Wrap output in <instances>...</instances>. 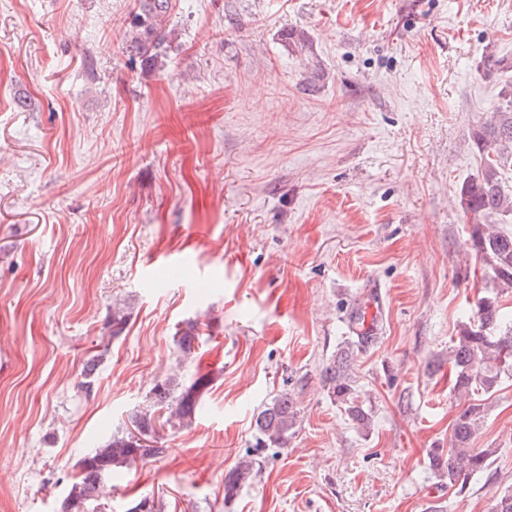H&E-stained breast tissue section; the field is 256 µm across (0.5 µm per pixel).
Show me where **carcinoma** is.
I'll list each match as a JSON object with an SVG mask.
<instances>
[{
	"mask_svg": "<svg viewBox=\"0 0 512 512\" xmlns=\"http://www.w3.org/2000/svg\"><path fill=\"white\" fill-rule=\"evenodd\" d=\"M170 0H138V9L131 19L132 40L140 64L144 69L155 67L158 58L166 52V19ZM509 100L491 112L489 120L473 132V142L483 164L481 174L463 184L458 194V205L468 223L470 249L483 260L498 283L512 288V234L496 230L487 224L495 215H512V190L506 189L501 171L512 167V91ZM127 323V313L114 307L109 314L107 328L110 336L120 335ZM452 365L453 390L468 398L455 419L452 448L448 459L432 457L433 467L448 478V487L462 493L472 475L487 470L493 452L470 447L483 413V404L477 397L492 395L504 378L512 377V312L505 310L496 295L477 299L472 318L461 324L458 337L449 354ZM325 387L331 399L343 408L347 417L361 429L371 425V409L360 400L358 388L350 369L349 351L342 349L324 376ZM206 379L197 378L181 391L166 378L151 389L153 407L166 410L165 423L175 420L181 424L191 419L199 402L200 390ZM298 418L294 402L280 396L256 417L259 440L267 445L285 447ZM148 437L151 445L139 446L133 442L134 433ZM164 441L154 425L153 414L138 412L131 418V427L117 431L101 447L94 449L78 462L79 472L71 484L60 512H70V504L86 507L85 512H105V481L116 469L138 461L146 463L164 454ZM259 463L242 459L224 476V499L229 500L252 481Z\"/></svg>",
	"mask_w": 512,
	"mask_h": 512,
	"instance_id": "cac0c4a2",
	"label": "carcinoma"
}]
</instances>
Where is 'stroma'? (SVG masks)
Masks as SVG:
<instances>
[{
  "mask_svg": "<svg viewBox=\"0 0 512 512\" xmlns=\"http://www.w3.org/2000/svg\"><path fill=\"white\" fill-rule=\"evenodd\" d=\"M137 5L0 0V512H59L157 381L201 375L191 424L154 417L166 453L109 479L113 512H490L512 491V378L473 441L491 467L459 495L431 464L463 406L453 341L496 291L457 195L512 86V0H171L149 71ZM488 54L509 68L485 77ZM370 286L364 343L348 315ZM345 347L367 430L323 383ZM283 394L295 432L257 447ZM247 456L260 474L225 499ZM382 312V300L375 297L369 298L360 312L353 317V328L357 336L368 339L375 335L376 323Z\"/></svg>",
  "mask_w": 512,
  "mask_h": 512,
  "instance_id": "1",
  "label": "stroma"
}]
</instances>
